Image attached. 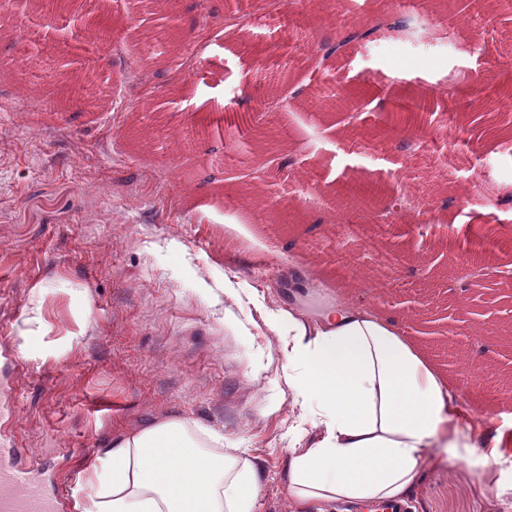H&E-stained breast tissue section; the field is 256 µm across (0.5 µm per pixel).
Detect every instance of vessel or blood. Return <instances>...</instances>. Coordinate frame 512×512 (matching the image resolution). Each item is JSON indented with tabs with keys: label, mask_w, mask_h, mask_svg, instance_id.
<instances>
[{
	"label": "vessel or blood",
	"mask_w": 512,
	"mask_h": 512,
	"mask_svg": "<svg viewBox=\"0 0 512 512\" xmlns=\"http://www.w3.org/2000/svg\"><path fill=\"white\" fill-rule=\"evenodd\" d=\"M57 467L55 458L33 462L21 449L0 448V512H64Z\"/></svg>",
	"instance_id": "b4317fda"
}]
</instances>
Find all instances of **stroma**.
<instances>
[{
	"mask_svg": "<svg viewBox=\"0 0 512 512\" xmlns=\"http://www.w3.org/2000/svg\"><path fill=\"white\" fill-rule=\"evenodd\" d=\"M67 2L64 28L32 29L46 0H16L0 17V335L22 328L38 292L53 328L18 352L0 344L11 388L0 441L33 460L57 456L69 495L112 435L179 416L213 436L210 451L257 458L253 512H289L294 420L276 315L313 317L340 295L402 316L470 412L512 414V286L475 288L469 306L448 292L468 225L512 240L500 204L512 196V152L484 120L512 91V14L485 0L445 26L443 0H294L277 19L229 29V0H149L113 13L97 88L61 112L80 77L64 47L112 0ZM381 12L412 22L316 76L295 110H277V75L307 71L303 34ZM145 28L171 31L164 54L141 52ZM364 83L455 95L434 96L406 130L382 120L359 135L338 119ZM346 181L458 203L401 216L375 238L400 258L387 273L340 236L350 214L334 196ZM300 275L302 294L285 295ZM502 454L503 494L488 491L482 467L435 461L417 512H512V437Z\"/></svg>",
	"mask_w": 512,
	"mask_h": 512,
	"instance_id": "stroma-1",
	"label": "stroma"
}]
</instances>
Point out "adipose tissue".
<instances>
[{
  "label": "adipose tissue",
  "instance_id": "1",
  "mask_svg": "<svg viewBox=\"0 0 512 512\" xmlns=\"http://www.w3.org/2000/svg\"><path fill=\"white\" fill-rule=\"evenodd\" d=\"M292 404L288 495L292 512H349L407 504L431 459L499 464L504 428L467 413L457 389L423 354L401 318L337 297L309 321L281 311ZM180 417L113 435L74 495V512H253L255 458L204 453Z\"/></svg>",
  "mask_w": 512,
  "mask_h": 512
}]
</instances>
